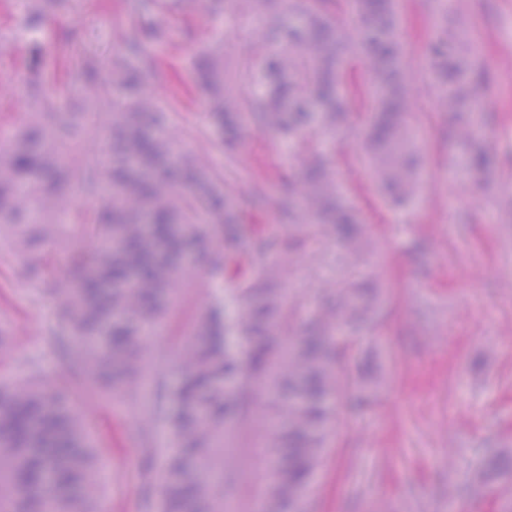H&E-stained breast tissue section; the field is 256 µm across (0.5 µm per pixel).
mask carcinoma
Wrapping results in <instances>:
<instances>
[{"label":"carcinoma","instance_id":"obj_1","mask_svg":"<svg viewBox=\"0 0 512 512\" xmlns=\"http://www.w3.org/2000/svg\"><path fill=\"white\" fill-rule=\"evenodd\" d=\"M259 21L254 55L233 60L218 47L203 50L201 80L207 109L228 135L247 117L257 127L293 133L318 123L331 141L344 133L352 99L344 86L342 51L356 43L369 70L362 98L372 113L365 165L376 188L395 203L420 186V155L407 123L414 90L405 67L395 0H343L361 25L336 26V0H237ZM133 15L161 0H125ZM61 0H29L27 23L38 25ZM438 27L427 52L434 103L454 118L463 145L455 162L461 177L492 164L484 146L487 76L475 43L448 28V0H436ZM154 68L142 38H122L121 50L100 58L85 47L83 62L60 84L33 83L35 106L14 142L0 154V265L24 263L38 294L55 305L57 326L48 345L69 364L70 378L92 401H119L131 413L145 493L161 481L157 512H226L224 478L231 460L228 423L254 421L248 401H271L275 439L266 456L270 478L262 512H304V495L328 437L340 396L361 388L342 366L338 344L370 315L376 296L340 289L335 301L290 334L292 313L284 285L292 253L287 239L325 232L355 243L359 213L345 199L322 158L275 198L253 180L249 198L273 203L278 224L261 231L242 223L234 168L219 172L176 150L175 132L161 126L153 93L141 78ZM125 91L119 106L111 87ZM95 106L110 134V150L76 152L72 138ZM194 243L209 244L239 302L235 353L224 346L220 311L203 307L170 330L172 358L153 333L171 325L183 286L206 287L184 262ZM72 275L61 276V267ZM182 376L176 407L168 404L170 367ZM174 448L156 470L159 423ZM486 477L512 482V450L486 461ZM105 483L99 446L69 390L33 377L0 380V494L12 512H100Z\"/></svg>","mask_w":512,"mask_h":512}]
</instances>
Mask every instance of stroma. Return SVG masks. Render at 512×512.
Masks as SVG:
<instances>
[{
    "instance_id": "1",
    "label": "stroma",
    "mask_w": 512,
    "mask_h": 512,
    "mask_svg": "<svg viewBox=\"0 0 512 512\" xmlns=\"http://www.w3.org/2000/svg\"><path fill=\"white\" fill-rule=\"evenodd\" d=\"M415 107L408 122L423 156L420 190L405 207L378 192L363 164L370 115L354 110L346 133L329 145L317 126L294 134L244 124L227 149L202 102L197 58L209 42L224 38L235 56L253 48L255 21L234 0L213 11L211 0H189L180 11L136 18L123 0H70L37 28H27L20 0H0V149L9 148L29 110L24 80L34 48L57 37L84 33L100 55L118 49L130 32L146 38L161 64L147 81L159 104L177 95L167 112L181 130L180 150L204 155L216 168L236 162L246 176L265 178L276 190L297 178L304 163L329 152L343 189L360 213L366 234L352 246L321 237L293 257L287 288L303 322L320 304L327 282L345 287L366 281L377 303L366 326L353 335L348 368L372 395L370 405H340L333 439L311 476L305 497L310 512H512V484L480 478L484 461L512 448V0H448V21L466 28L482 50L491 120L486 147L499 165L478 180L450 173L459 147L448 119L438 112L421 66L435 35L432 0H398ZM164 40L149 38L151 29ZM53 303L37 295L20 267L0 271V378L19 379L30 363L58 382L66 361L45 343ZM120 405H97L88 424L99 438L108 484L101 512H151L134 465L135 453ZM272 432L252 427L237 434L235 471L224 483L234 512H257L268 479L255 453ZM461 492L449 500V485Z\"/></svg>"
}]
</instances>
